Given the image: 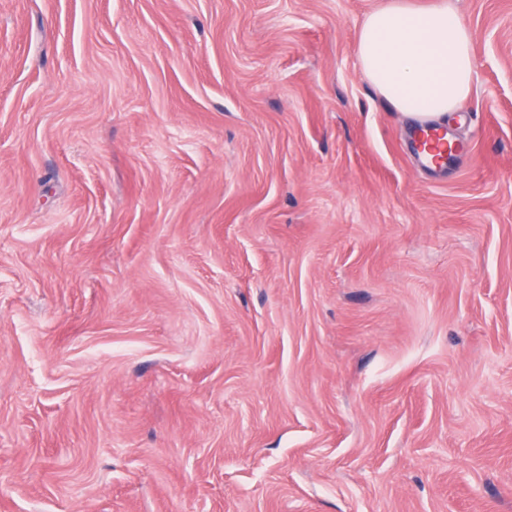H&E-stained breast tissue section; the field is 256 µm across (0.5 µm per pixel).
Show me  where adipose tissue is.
<instances>
[{"label":"adipose tissue","mask_w":512,"mask_h":512,"mask_svg":"<svg viewBox=\"0 0 512 512\" xmlns=\"http://www.w3.org/2000/svg\"><path fill=\"white\" fill-rule=\"evenodd\" d=\"M361 70L377 94L416 121L444 120L470 97L476 65L469 30L446 0H406L371 12L359 33Z\"/></svg>","instance_id":"obj_1"}]
</instances>
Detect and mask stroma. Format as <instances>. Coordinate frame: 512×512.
I'll list each match as a JSON object with an SVG mask.
<instances>
[{
  "label": "stroma",
  "mask_w": 512,
  "mask_h": 512,
  "mask_svg": "<svg viewBox=\"0 0 512 512\" xmlns=\"http://www.w3.org/2000/svg\"><path fill=\"white\" fill-rule=\"evenodd\" d=\"M386 0H0V512H512V0L465 153Z\"/></svg>",
  "instance_id": "1"
}]
</instances>
